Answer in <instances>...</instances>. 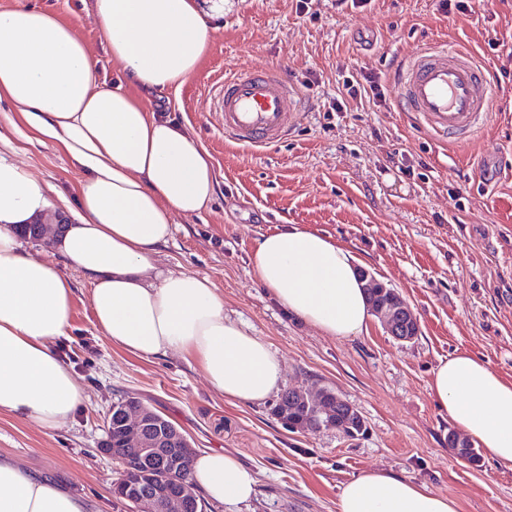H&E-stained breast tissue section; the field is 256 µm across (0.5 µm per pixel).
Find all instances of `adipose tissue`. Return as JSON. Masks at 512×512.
<instances>
[{
    "label": "adipose tissue",
    "mask_w": 512,
    "mask_h": 512,
    "mask_svg": "<svg viewBox=\"0 0 512 512\" xmlns=\"http://www.w3.org/2000/svg\"><path fill=\"white\" fill-rule=\"evenodd\" d=\"M98 38L139 92L178 90L199 70L210 41L208 13L224 0H93ZM37 140H51L81 173L74 224L33 255L19 236L52 203L48 186L0 146V414L47 429L66 426L84 385L58 355L74 287L89 281L95 325L143 358L195 362L208 384L237 404L264 402L279 387V355L226 317L211 278L158 269L177 217L203 212L218 187L212 158L165 110L103 83L75 29L23 4L0 10V104ZM253 279L288 312L324 335L366 331L370 306L359 262L315 230L261 234L249 255ZM440 410L494 459L512 463V379L486 360L455 354L432 371ZM190 479L208 500L236 506L256 492L255 471L233 454L198 451ZM0 512H91L65 482L0 456ZM336 512H457L445 495L391 472L369 471L342 488Z\"/></svg>",
    "instance_id": "adipose-tissue-1"
}]
</instances>
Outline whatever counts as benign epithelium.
<instances>
[{
  "instance_id": "1",
  "label": "benign epithelium",
  "mask_w": 512,
  "mask_h": 512,
  "mask_svg": "<svg viewBox=\"0 0 512 512\" xmlns=\"http://www.w3.org/2000/svg\"><path fill=\"white\" fill-rule=\"evenodd\" d=\"M375 313L397 340L406 342L420 332L417 317L395 291L376 305ZM304 401L315 408L316 415L332 417L346 401L322 389L302 391ZM108 430H118L119 452L102 448L109 457H119V477L113 493L129 503L131 512H199L196 489L184 478L194 448L185 438L179 447L171 444L172 430L162 418L144 405L125 406L117 416L107 414Z\"/></svg>"
}]
</instances>
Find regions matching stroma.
<instances>
[{
    "mask_svg": "<svg viewBox=\"0 0 512 512\" xmlns=\"http://www.w3.org/2000/svg\"><path fill=\"white\" fill-rule=\"evenodd\" d=\"M72 22L107 85L120 77L97 37L92 0H23ZM316 15L296 0H224L212 18L203 68L166 105L211 155L219 180L209 209L178 220L157 265L208 276L224 313L261 337L284 363L283 387H327L356 408L366 431L291 430L274 415L276 397L224 401L197 365L142 358L98 331L87 279L73 273L70 334L61 355L85 385L73 422L45 429L0 414V455L67 479L98 512H129L112 492L116 463L100 453L112 404L136 396L174 423L193 448L232 452L258 474L255 497L237 512H336L342 487L371 470L391 471L447 495L458 512H512V463L480 466L448 445L454 425L430 394L440 358L471 353L512 377V0L445 14L440 0H361ZM436 42L465 45L492 75L486 127L470 142L442 145L403 112L394 71ZM280 69L307 101L298 129L264 153L224 139L213 107L226 73ZM377 76L386 103L332 112L344 78ZM19 160L74 197L77 168L51 144H27ZM308 227L352 249L376 280L416 315L420 334L396 340L378 317L368 330L331 338L286 312L255 283L247 256L259 234Z\"/></svg>",
    "mask_w": 512,
    "mask_h": 512,
    "instance_id": "35a3bbf8",
    "label": "stroma"
}]
</instances>
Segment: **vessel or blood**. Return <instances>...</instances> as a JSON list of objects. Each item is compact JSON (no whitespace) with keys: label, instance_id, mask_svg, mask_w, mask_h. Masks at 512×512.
Returning <instances> with one entry per match:
<instances>
[{"label":"vessel or blood","instance_id":"1","mask_svg":"<svg viewBox=\"0 0 512 512\" xmlns=\"http://www.w3.org/2000/svg\"><path fill=\"white\" fill-rule=\"evenodd\" d=\"M405 112L434 135L463 143L486 125L493 87L464 46H436L403 62L395 74ZM294 89L279 71L228 74L217 97L224 138L267 151L288 138L300 123Z\"/></svg>","mask_w":512,"mask_h":512}]
</instances>
